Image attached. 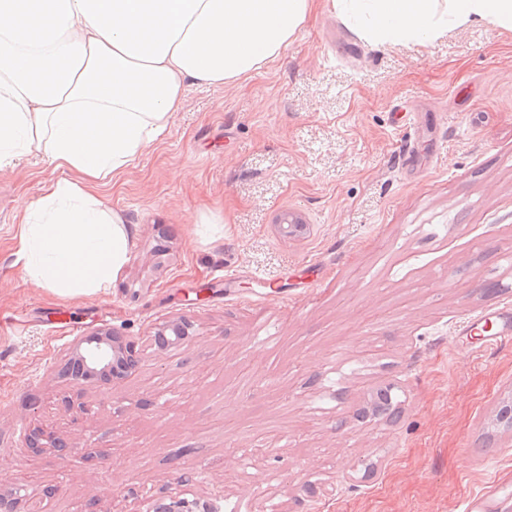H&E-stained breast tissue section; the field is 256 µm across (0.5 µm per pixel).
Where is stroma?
Here are the masks:
<instances>
[{"instance_id":"1","label":"stroma","mask_w":512,"mask_h":512,"mask_svg":"<svg viewBox=\"0 0 512 512\" xmlns=\"http://www.w3.org/2000/svg\"><path fill=\"white\" fill-rule=\"evenodd\" d=\"M59 176L36 152L0 169V479L31 463L25 512H80L99 488L100 512L112 491L126 512L158 495L225 512H463L479 495L512 512L495 417L512 342L453 333L512 310V30L374 47L321 0L259 71L188 85L164 134L98 186L132 238L88 295L55 294L17 255V199ZM287 212L302 237L280 234ZM221 268L241 276L218 283ZM179 317L194 336L155 351L153 328ZM101 329L138 342L143 366L66 409L58 370ZM32 397L70 455L30 457Z\"/></svg>"}]
</instances>
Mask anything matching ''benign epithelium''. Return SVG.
<instances>
[{"label":"benign epithelium","mask_w":512,"mask_h":512,"mask_svg":"<svg viewBox=\"0 0 512 512\" xmlns=\"http://www.w3.org/2000/svg\"><path fill=\"white\" fill-rule=\"evenodd\" d=\"M193 325L185 319L160 323L152 336L155 346L168 352L192 335ZM66 365L59 369V376L82 386L93 383L102 377H131L139 369L141 358L135 342L124 341L110 329H102L91 336L79 339L66 354ZM25 445L36 457L45 448L57 454L70 448V444L52 431L38 424L28 427ZM29 483H12L7 491L0 492V509L3 512H16L14 504L24 497ZM220 506L199 499L188 500L180 497H161L147 503L145 512H219Z\"/></svg>","instance_id":"benign-epithelium-1"}]
</instances>
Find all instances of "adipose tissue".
<instances>
[{"mask_svg": "<svg viewBox=\"0 0 512 512\" xmlns=\"http://www.w3.org/2000/svg\"><path fill=\"white\" fill-rule=\"evenodd\" d=\"M314 0H0V167L42 151L73 178L21 200L27 274L63 296L98 291L131 229L96 197L167 129L187 84L221 86L277 58ZM378 46L462 25L512 29V0H335Z\"/></svg>", "mask_w": 512, "mask_h": 512, "instance_id": "1", "label": "adipose tissue"}]
</instances>
